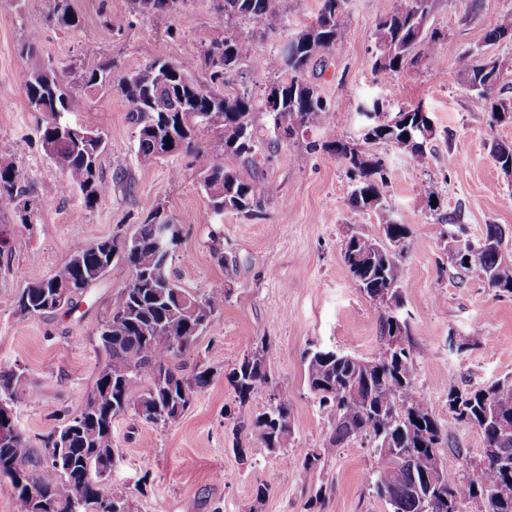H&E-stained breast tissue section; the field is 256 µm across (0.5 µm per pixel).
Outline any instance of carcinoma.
<instances>
[{
  "mask_svg": "<svg viewBox=\"0 0 512 512\" xmlns=\"http://www.w3.org/2000/svg\"><path fill=\"white\" fill-rule=\"evenodd\" d=\"M287 0H217L224 13V38L199 46L180 60L172 61L165 46H159L152 62L133 73H121L113 63L104 64L83 75L86 90L117 89L128 105V119L137 129V155L153 153L158 139L173 136L179 153L190 156L197 166L199 183L209 199L205 224H218L224 213L251 214L269 196V187L259 176L249 180L214 159L205 139L214 138L231 154L259 168L267 159L263 142L254 133L255 115L260 112L273 134L271 143L280 145L305 138L312 130L341 120L336 109L321 95L307 74L321 65L326 52L341 37L345 24L346 0H320L315 20L297 33L276 53L251 55L252 43L264 38L277 21L284 18ZM142 16L179 13L186 0H133ZM433 0H400L396 7L380 16L375 47L368 58L374 74L389 78L408 65L427 61L435 74L442 70L444 58L437 44V31L426 37L420 29L431 14ZM52 21L73 30L77 27L71 0H54ZM254 70L272 74L271 94L258 99L243 86L234 93L220 90L226 75L239 70L243 61ZM203 64L209 81L200 82L194 72ZM34 111L42 114L37 125L41 147L58 170L66 187L79 190L86 207H92L108 191L98 180L106 150L101 132L80 127L84 137L69 131L66 115L78 111L82 99L64 86L51 68L32 71L25 83ZM373 112H380L379 104ZM382 113V112H380ZM437 136L431 117L422 105L382 113L370 123L364 138L370 143H386L407 150L421 165L427 159L425 146ZM332 155L343 159L354 177L351 205L372 208L384 215L382 236L352 234L344 242L342 255L352 284L379 304V325L383 347L371 359H362L334 349L319 348L307 355L306 378L309 390L327 411L331 433L322 453L306 451L288 464L310 469L321 455L357 438L380 432H397V445L411 457L423 460L414 466L407 460H390L382 449H375L377 466L371 483L385 500L390 512H422L424 500L433 503L431 512H512V495L496 498L492 489L505 475L493 459L482 462L474 476L451 484L441 466L439 448L447 439L448 427L432 413L414 387L415 367L410 348L393 344L395 332L408 336V324L396 328L393 313L385 298L398 296V264L403 257L411 225L402 217L390 218L385 203V159L374 153L359 152L341 142L326 146ZM32 191L22 176L15 153L0 149V207H11L21 224L29 227L34 215ZM155 209L145 220L122 235L92 243L76 242L66 268L85 288L100 282L112 258L124 260L132 269V279L123 289L118 303L96 329L106 358L100 367L91 394L102 398L101 414L115 419L133 409L142 419L156 424L150 409L164 403L168 394L186 390L195 395L209 385L207 372L180 373L174 361L193 346L198 333L189 332L178 340L179 319L184 301L196 303L197 319L212 327L224 296L218 292L199 295L181 287L168 270L160 282L143 278L155 263ZM503 230L497 224L485 226L477 241L455 238L458 258L465 269L476 268L488 287L512 293V262L500 253ZM110 244L115 256L100 257L101 245ZM63 273L29 283L18 296L16 314L21 318L53 313L46 306L43 291L60 287ZM271 349L261 345L226 374L237 398L244 402L261 385L271 382L268 365ZM17 371L0 366V396L9 397L12 408L32 402L36 392L22 385ZM141 390H136L137 386ZM448 405L457 421L480 430L487 448H511L512 433L504 435L495 427L496 417L512 420V376H506L476 390L464 391L448 382ZM277 416L291 417L288 396L276 400L251 422V437L271 450L281 448L272 426ZM71 436L65 458L56 460L53 449ZM115 463L112 430L92 428L84 412L52 430L42 439V452L33 454L29 440L20 431L10 443L0 446V468L21 470L47 496L50 512H75L76 493H82L85 507L100 508V495L106 490L99 464Z\"/></svg>",
  "mask_w": 512,
  "mask_h": 512,
  "instance_id": "obj_1",
  "label": "carcinoma"
}]
</instances>
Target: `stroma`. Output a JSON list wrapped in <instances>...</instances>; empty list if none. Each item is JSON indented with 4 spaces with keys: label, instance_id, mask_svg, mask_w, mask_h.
I'll list each match as a JSON object with an SVG mask.
<instances>
[{
    "label": "stroma",
    "instance_id": "1",
    "mask_svg": "<svg viewBox=\"0 0 512 512\" xmlns=\"http://www.w3.org/2000/svg\"><path fill=\"white\" fill-rule=\"evenodd\" d=\"M318 4L288 0L284 20L254 42L253 53L279 50L312 21ZM396 4L348 0L340 40L310 74L331 105L347 114L346 122L325 124L306 140L271 149L257 169L210 143L214 158L241 177L262 176L270 195L253 215L228 213L223 223L205 224L208 200L191 158L142 163L136 129L116 92L87 94L85 107L69 115L108 138L100 176L112 189L85 207L41 148L38 115L24 83L30 69L48 64L68 84L111 61L133 72L161 45L171 58H183L200 43L223 37L217 0H188L185 19L131 14L130 26L119 32L108 15L129 12L127 0H72L78 20L73 30L50 24L53 0H0V147L16 154L36 202L28 229L12 209L0 208V225L14 228L10 250L0 253V365L20 369L23 382L38 392L15 414L34 447L76 415L91 392L104 361L96 328L132 272L123 260L113 261L102 283L68 313L19 318V292L61 271L74 242L125 231L160 206L181 226L168 262L171 275L190 290L224 295L214 327L197 336L182 359L186 371H208L211 382L175 423L156 426L132 412L114 419L118 457L107 484L134 495L140 512H389L369 481L377 465L369 442L352 441L308 471L284 468L285 457L323 447L330 433L328 416L307 385L306 353L327 347L370 358L380 348L376 304L352 285L342 244L355 232L379 234L381 219L351 206L348 169L324 149L340 141L386 161L388 204L412 228L399 265V291L415 388L448 425L441 456L449 481L472 474L483 458V438L474 426L454 420L448 385L474 389L512 375V294L488 288L478 271L452 264L441 219L457 217L464 239L479 238L489 224L506 227L502 251L512 260V175L490 154L493 143L512 144V123L492 122L490 115L491 103H512V39L489 38L512 17V0H433L429 26L443 38L442 77L419 65L382 82L367 60L380 16ZM33 31L40 40L31 51ZM483 56L503 66L486 101L467 89L461 75L467 63ZM375 101L387 112L420 105L431 113L440 134L427 148L425 165H416L407 151L364 140L361 111ZM309 140L316 149H306ZM432 183L438 187L433 205L426 192ZM264 342L274 353L272 381L239 400L225 375ZM278 393L291 403V434L285 447L273 451L248 430ZM263 483L269 490L260 499L256 489Z\"/></svg>",
    "mask_w": 512,
    "mask_h": 512
}]
</instances>
